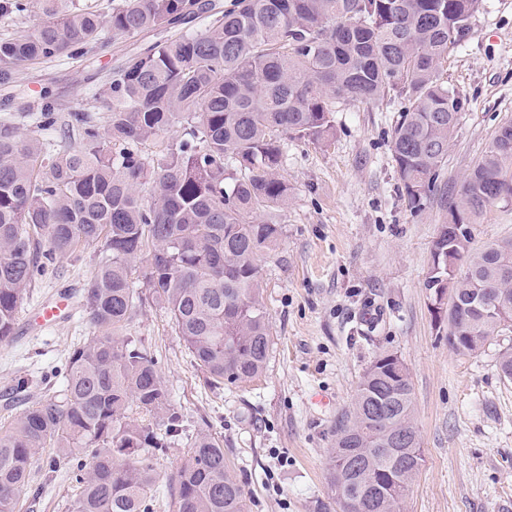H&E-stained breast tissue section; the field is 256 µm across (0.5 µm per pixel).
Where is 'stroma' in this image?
I'll return each mask as SVG.
<instances>
[{"label": "stroma", "mask_w": 512, "mask_h": 512, "mask_svg": "<svg viewBox=\"0 0 512 512\" xmlns=\"http://www.w3.org/2000/svg\"><path fill=\"white\" fill-rule=\"evenodd\" d=\"M144 39L110 37L69 59L22 66L0 83V122L19 121L28 138H58L33 114L50 105L60 117L91 102ZM441 74L467 100L437 182L453 192L512 121V0H483ZM400 108L388 98L347 101L330 141L285 139L280 173L291 195L279 215L280 245L260 263L273 350L259 377L210 385L156 306L126 328L158 358L188 432L221 439L250 512H340L329 478L336 423L383 353L410 374L424 448L404 512H512V381L499 369L512 335L460 354L432 314L425 275L447 215L438 195L414 208L401 188L391 151ZM471 235L476 249L512 238V208H488ZM101 255L92 245L59 260L56 274L36 280L20 316H33L57 289L80 295ZM93 333L78 311L68 323L18 327L1 341L0 423L15 413L12 387L22 381L32 396L53 394L52 373Z\"/></svg>", "instance_id": "1"}]
</instances>
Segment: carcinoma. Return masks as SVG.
<instances>
[{
	"label": "carcinoma",
	"instance_id": "obj_1",
	"mask_svg": "<svg viewBox=\"0 0 512 512\" xmlns=\"http://www.w3.org/2000/svg\"><path fill=\"white\" fill-rule=\"evenodd\" d=\"M483 0H114L108 17L74 0H0V18L44 16L0 39V82L18 67L210 14L202 28L128 57L94 94L96 111L68 113L74 147L25 138L0 124V341L9 338L36 278L60 258L101 243L80 306L98 335L75 349L59 389L24 403L0 427V512L64 471L68 512H156L159 484L172 512H248V493L219 437L185 435L182 406L158 361L123 330L152 303L210 384L246 383L272 350L260 261L283 234L288 205L282 136L319 143L348 100H401L391 150L410 205L437 189L438 170L465 102L441 64L465 38ZM452 220L475 224L512 205V123L498 130L453 197ZM471 276L454 324L462 353L481 320L480 293L512 312V239L480 251L458 246ZM150 263L145 288L134 274ZM186 459L161 474L179 442ZM423 459L412 384L378 357L336 425L330 482L342 512H401Z\"/></svg>",
	"mask_w": 512,
	"mask_h": 512
}]
</instances>
